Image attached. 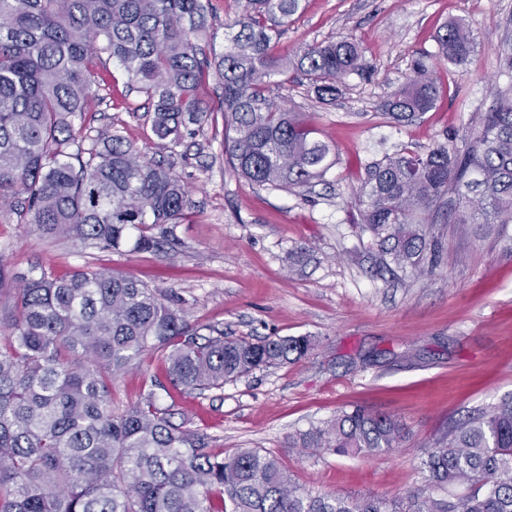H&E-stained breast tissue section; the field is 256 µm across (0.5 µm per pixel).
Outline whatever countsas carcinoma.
Masks as SVG:
<instances>
[{
  "instance_id": "obj_1",
  "label": "carcinoma",
  "mask_w": 512,
  "mask_h": 512,
  "mask_svg": "<svg viewBox=\"0 0 512 512\" xmlns=\"http://www.w3.org/2000/svg\"><path fill=\"white\" fill-rule=\"evenodd\" d=\"M302 0H246L224 52L200 56L211 0H0V209L84 246L160 250L185 218V186L141 158L120 134L84 146L75 121L87 110L97 62L107 55L152 103L161 140L206 120L198 91L224 86V151L250 182L296 194L336 165L311 114L271 93L290 73L321 103L364 72L351 38L280 54L282 28ZM473 51L469 24L442 27L437 50L378 108L395 123L432 111L452 66ZM356 223L382 258L421 269L437 249L425 224L512 223V91L498 94L477 129L424 152L405 148L365 164ZM160 229V236L151 230ZM0 305V512H512V398L451 420L424 449V484L403 503L301 490L260 448L224 455L210 437L175 423L154 395L121 412L113 382L146 351L164 358L170 384L191 395L224 389L260 368L307 356V336L256 341L189 324L163 295L110 270L45 271ZM406 434L397 419L356 406L308 430L303 448L389 454Z\"/></svg>"
}]
</instances>
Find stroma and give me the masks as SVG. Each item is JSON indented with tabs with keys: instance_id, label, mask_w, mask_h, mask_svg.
Segmentation results:
<instances>
[{
	"instance_id": "obj_1",
	"label": "stroma",
	"mask_w": 512,
	"mask_h": 512,
	"mask_svg": "<svg viewBox=\"0 0 512 512\" xmlns=\"http://www.w3.org/2000/svg\"><path fill=\"white\" fill-rule=\"evenodd\" d=\"M453 18L472 28L468 63L450 70L449 90L434 110L391 122L377 102L407 80L412 58L435 51L440 28ZM343 37L361 43L371 81L350 76L327 105L303 80L275 90L288 108L317 113L339 156L325 180L301 194L255 185L227 166L224 89L216 79L201 94L207 121L163 146L145 97L102 60L103 101L91 103L83 133L93 139L118 132L184 184L190 204L173 229V246L99 250L5 218L0 258L11 288L44 270L67 275L106 267L160 290L191 324L217 325L233 337L314 338L306 357L195 398L166 394L160 362L144 354L116 381L114 407L123 410L152 392L225 453L270 452L302 490L403 501L422 485L421 451L448 420L512 396V228L501 236L475 224L436 223L430 233L439 250L423 270L389 269L369 233L354 224L351 203L364 162L463 135L492 109L507 87L501 50L512 42V0H304L280 48L292 53ZM357 406L401 421L402 448L368 457L299 447L302 433Z\"/></svg>"
}]
</instances>
